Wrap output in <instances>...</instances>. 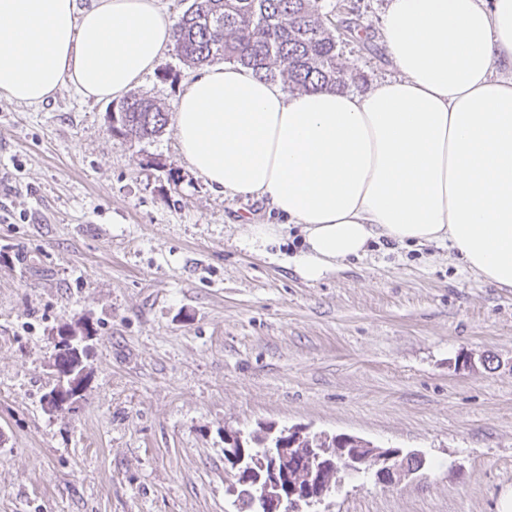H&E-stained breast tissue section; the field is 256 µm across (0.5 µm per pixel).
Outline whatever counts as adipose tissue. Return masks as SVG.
<instances>
[{
	"label": "adipose tissue",
	"instance_id": "obj_1",
	"mask_svg": "<svg viewBox=\"0 0 512 512\" xmlns=\"http://www.w3.org/2000/svg\"><path fill=\"white\" fill-rule=\"evenodd\" d=\"M157 0H0V97L125 95L172 46ZM382 41L397 76L364 93L286 92L252 70L207 67L174 112L179 149L224 195L271 204L265 251L298 227L287 263L310 282L373 242L447 246L512 288V0H389Z\"/></svg>",
	"mask_w": 512,
	"mask_h": 512
}]
</instances>
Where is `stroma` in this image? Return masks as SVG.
Listing matches in <instances>:
<instances>
[{
  "label": "stroma",
  "instance_id": "obj_1",
  "mask_svg": "<svg viewBox=\"0 0 512 512\" xmlns=\"http://www.w3.org/2000/svg\"><path fill=\"white\" fill-rule=\"evenodd\" d=\"M340 62L396 76L388 0H323ZM174 50L138 85L174 107ZM71 87L0 98V512H239L224 430L267 423L422 452V477L343 476L329 512H497L512 487V288L443 246L377 247L321 281L261 253L270 205L216 191L174 127L135 144ZM93 329L77 404L48 411L61 326Z\"/></svg>",
  "mask_w": 512,
  "mask_h": 512
}]
</instances>
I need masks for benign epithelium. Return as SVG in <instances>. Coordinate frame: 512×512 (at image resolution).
Here are the masks:
<instances>
[{"label":"benign epithelium","mask_w":512,"mask_h":512,"mask_svg":"<svg viewBox=\"0 0 512 512\" xmlns=\"http://www.w3.org/2000/svg\"><path fill=\"white\" fill-rule=\"evenodd\" d=\"M90 340L83 329L68 328L57 337L52 367L61 358L70 362L57 374L58 384L46 399L50 410L78 402L87 379ZM265 447L254 448L241 430H224V462L233 473V494L253 512H317L318 505L336 490V475L371 467L383 483L393 485L418 474L408 465L411 455H391L356 436L331 438L291 427L279 432L263 427Z\"/></svg>","instance_id":"7a95c632"}]
</instances>
